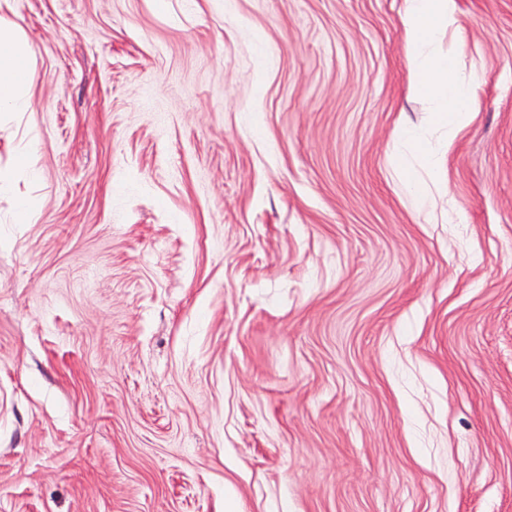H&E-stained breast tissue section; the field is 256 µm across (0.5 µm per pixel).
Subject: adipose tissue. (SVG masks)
<instances>
[{
    "mask_svg": "<svg viewBox=\"0 0 512 512\" xmlns=\"http://www.w3.org/2000/svg\"><path fill=\"white\" fill-rule=\"evenodd\" d=\"M453 0H406L402 16L411 86L434 99L430 122L446 139H454L469 123L471 84L461 79L450 57L434 53L437 32L448 25ZM35 81L31 51L16 28L0 20V112L28 109L27 90Z\"/></svg>",
    "mask_w": 512,
    "mask_h": 512,
    "instance_id": "1",
    "label": "adipose tissue"
}]
</instances>
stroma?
Here are the masks:
<instances>
[{"label":"stroma","instance_id":"1","mask_svg":"<svg viewBox=\"0 0 512 512\" xmlns=\"http://www.w3.org/2000/svg\"><path fill=\"white\" fill-rule=\"evenodd\" d=\"M405 6L13 0L0 512H512V0L438 38L449 145ZM11 1H0V112L26 111V91L35 81L30 48L14 26L4 23L2 11L11 10ZM402 16L411 86L415 93L434 99L430 123L440 128L448 144L469 123L471 86L461 79L451 58L435 54L437 32L449 24L452 0H406Z\"/></svg>","mask_w":512,"mask_h":512}]
</instances>
